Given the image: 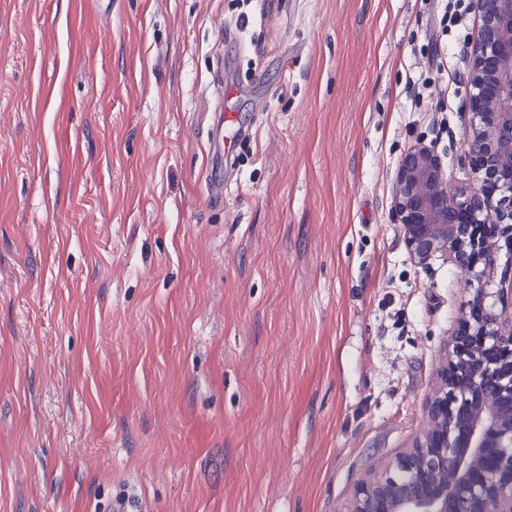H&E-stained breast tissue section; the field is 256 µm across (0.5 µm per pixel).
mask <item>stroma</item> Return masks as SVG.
<instances>
[{
  "instance_id": "stroma-1",
  "label": "stroma",
  "mask_w": 512,
  "mask_h": 512,
  "mask_svg": "<svg viewBox=\"0 0 512 512\" xmlns=\"http://www.w3.org/2000/svg\"><path fill=\"white\" fill-rule=\"evenodd\" d=\"M447 2L0 0V512H341L412 443L463 293L392 187L419 140L471 176Z\"/></svg>"
}]
</instances>
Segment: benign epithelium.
I'll return each mask as SVG.
<instances>
[{
  "mask_svg": "<svg viewBox=\"0 0 512 512\" xmlns=\"http://www.w3.org/2000/svg\"><path fill=\"white\" fill-rule=\"evenodd\" d=\"M473 9L464 141L473 179L453 182L418 141L399 161L392 200L410 258H440L462 274L460 328L425 398L423 434L360 480L345 512H512V302L503 299L512 287L495 295L481 281L499 242L512 245V0H473Z\"/></svg>",
  "mask_w": 512,
  "mask_h": 512,
  "instance_id": "obj_1",
  "label": "benign epithelium"
}]
</instances>
